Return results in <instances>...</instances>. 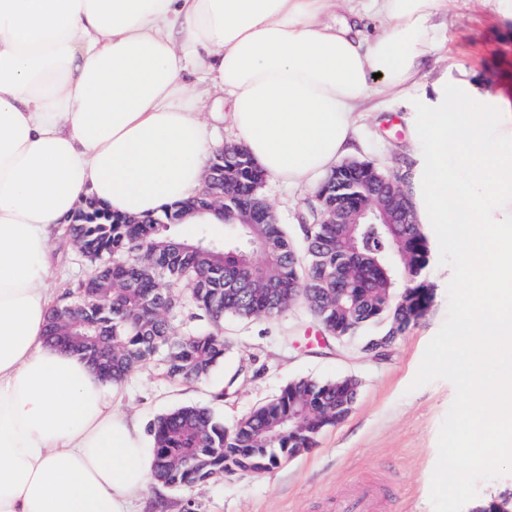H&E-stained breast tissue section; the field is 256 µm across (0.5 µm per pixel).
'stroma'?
I'll use <instances>...</instances> for the list:
<instances>
[{
	"instance_id": "35a3bbf8",
	"label": "stroma",
	"mask_w": 512,
	"mask_h": 512,
	"mask_svg": "<svg viewBox=\"0 0 512 512\" xmlns=\"http://www.w3.org/2000/svg\"><path fill=\"white\" fill-rule=\"evenodd\" d=\"M448 42L423 61L419 84L409 97L373 93L361 106L352 162L406 173L411 162L409 130L403 120L440 75L467 71L482 94L512 99V16L498 0H448L441 16ZM262 193L294 241L315 202L310 187L267 179ZM430 261L423 272L433 290L425 315L378 359L361 340L320 344L319 327L305 304L275 320H225L233 348L224 364L203 382L174 383L157 363L144 365L127 381L122 408L144 423L185 405L211 408L232 424L289 382L352 377L359 382L350 414L326 429L310 452L282 458L261 473H228L191 488L153 485L133 504L134 512H334L336 502L370 485L380 495V512H476L496 500L512 504V464H483L491 444L464 416L468 394L448 366V344L463 313L456 276L458 244L429 236ZM50 280L57 297L75 300L92 264L56 229ZM246 365L231 397H223L224 375ZM458 466L460 489L446 487L447 466Z\"/></svg>"
}]
</instances>
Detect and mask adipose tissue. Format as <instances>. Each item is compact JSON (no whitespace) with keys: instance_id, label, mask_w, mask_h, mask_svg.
Listing matches in <instances>:
<instances>
[{"instance_id":"obj_1","label":"adipose tissue","mask_w":512,"mask_h":512,"mask_svg":"<svg viewBox=\"0 0 512 512\" xmlns=\"http://www.w3.org/2000/svg\"><path fill=\"white\" fill-rule=\"evenodd\" d=\"M365 32L336 0H0V512H132L154 482L123 386L46 343L51 232L87 201L130 217L197 197L220 150L199 112L216 90L268 177L314 185L355 139L380 83L418 84L448 0H372ZM406 122L417 223L453 235L464 318L448 365L469 423L512 459V105L467 71L439 77ZM506 367L484 382L474 339Z\"/></svg>"}]
</instances>
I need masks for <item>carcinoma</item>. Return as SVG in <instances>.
I'll return each mask as SVG.
<instances>
[{
	"label": "carcinoma",
	"mask_w": 512,
	"mask_h": 512,
	"mask_svg": "<svg viewBox=\"0 0 512 512\" xmlns=\"http://www.w3.org/2000/svg\"><path fill=\"white\" fill-rule=\"evenodd\" d=\"M220 164L224 186L233 191L215 204L224 207L221 244L206 224L188 240L155 216L126 224L90 203L81 209L67 233L95 269L79 285L77 303L52 309V342L114 382L154 360L173 382H201L231 350L220 331L224 317L278 318L309 287L318 296L309 312L332 340L345 342L382 321L391 331L403 319L404 294L429 263L420 225L398 224L390 236L381 224H320L315 213L298 246L282 224L267 221L266 174L249 154L231 144L216 153L212 166ZM243 209L255 223H234ZM186 299L197 325L176 337L172 319ZM355 392L353 379L346 386L339 379H296L228 426L206 407H179L151 425L154 478L189 487L228 472L266 471L290 448L315 447Z\"/></svg>",
	"instance_id": "obj_1"
}]
</instances>
